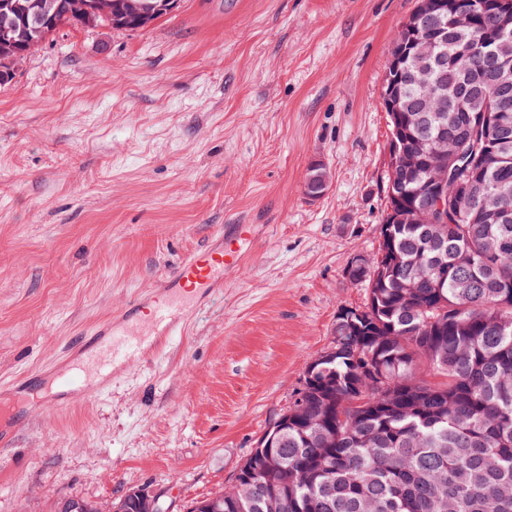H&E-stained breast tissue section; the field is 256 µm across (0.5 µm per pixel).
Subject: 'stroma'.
I'll use <instances>...</instances> for the list:
<instances>
[{
	"instance_id": "1",
	"label": "stroma",
	"mask_w": 512,
	"mask_h": 512,
	"mask_svg": "<svg viewBox=\"0 0 512 512\" xmlns=\"http://www.w3.org/2000/svg\"><path fill=\"white\" fill-rule=\"evenodd\" d=\"M417 0H180L136 31L64 28L0 84V379L145 292L227 224L224 291L102 395L34 413L0 458V512L229 484L287 410L376 252L392 42ZM330 169L312 201V162Z\"/></svg>"
}]
</instances>
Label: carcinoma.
<instances>
[{
    "instance_id": "carcinoma-1",
    "label": "carcinoma",
    "mask_w": 512,
    "mask_h": 512,
    "mask_svg": "<svg viewBox=\"0 0 512 512\" xmlns=\"http://www.w3.org/2000/svg\"><path fill=\"white\" fill-rule=\"evenodd\" d=\"M69 0H52V31L72 27ZM483 29L448 28L431 63V85L401 65L405 99L433 89L448 107L423 115L422 135L452 141L495 95L478 53ZM500 121L499 159L476 168L455 224L392 222L426 194L419 167L387 175L382 242L371 265L352 274L367 288L360 314L338 318L330 353L303 379L301 411L273 448L276 486L254 448L241 467L248 497L205 501L221 512H512V220L471 216L480 195L512 191V74ZM442 378L438 383L427 374ZM370 391L350 414V396ZM154 496L132 489L117 503L67 499L59 512H149Z\"/></svg>"
}]
</instances>
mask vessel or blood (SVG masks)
<instances>
[{"label": "vessel or blood", "mask_w": 512, "mask_h": 512, "mask_svg": "<svg viewBox=\"0 0 512 512\" xmlns=\"http://www.w3.org/2000/svg\"><path fill=\"white\" fill-rule=\"evenodd\" d=\"M248 237V227L233 224L217 231L210 241L181 259L151 289L123 306L102 326L93 329L74 351L76 360L71 371L80 378H92L97 388L111 385L112 378L135 360L160 352L173 337L182 335L190 320L224 288V276L238 269L244 251L241 241ZM53 381L57 390L46 399L36 401V408L59 410L75 402L78 391L70 379L47 376L35 367L9 389L23 397L36 384Z\"/></svg>", "instance_id": "1"}]
</instances>
